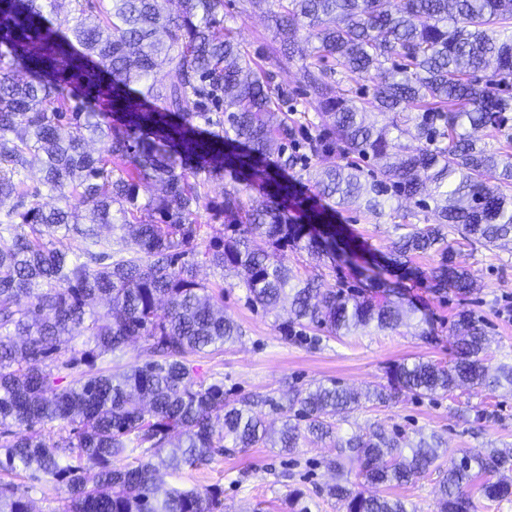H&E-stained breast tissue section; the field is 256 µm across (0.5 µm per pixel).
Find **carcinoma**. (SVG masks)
I'll use <instances>...</instances> for the list:
<instances>
[{
	"label": "carcinoma",
	"mask_w": 512,
	"mask_h": 512,
	"mask_svg": "<svg viewBox=\"0 0 512 512\" xmlns=\"http://www.w3.org/2000/svg\"><path fill=\"white\" fill-rule=\"evenodd\" d=\"M56 2L0 0V203L16 199L0 227V476L22 470L64 491L63 512H221L218 487L165 488L163 475L208 464L228 439L292 454L328 438L336 454L323 464L338 480L327 495L343 512H408L364 486L413 484L445 464L440 512H471L475 488L509 499L511 444L448 459L435 433L415 442L378 424L366 436L336 427L363 399L512 390V364L490 369L487 331L469 310L453 320L448 364L397 363L364 394L332 381L231 401L223 382L196 379L190 357L241 335L197 281L200 256L240 278L254 306L288 299L286 339L297 326L393 330L414 314L379 273L347 287L302 280L281 259H336L335 225L315 228L321 214L295 224L285 209L295 193L285 171L311 159L320 195L394 220L388 268L471 293L460 240L512 247V0H248L272 22L282 58L302 61L315 133L301 142L279 115L288 90L224 27V0H178L175 13L168 0H72L62 23ZM351 81L373 82L371 97L339 91ZM478 130L498 147L478 145ZM351 156L372 167L337 162ZM33 168L57 204L28 189ZM226 169L239 185L261 179L264 194L246 200L233 185L211 195ZM155 183L160 192L142 194ZM202 208L224 218L223 236L201 237ZM429 212L434 222L418 224ZM104 226L120 235L103 240ZM60 230L75 250L51 247ZM431 257L428 270L416 266ZM132 337L146 343L142 363L97 366ZM259 404L284 413L280 427L254 414ZM135 452V466L115 464ZM0 512L33 510L0 480Z\"/></svg>",
	"instance_id": "cac0c4a2"
}]
</instances>
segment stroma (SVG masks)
Here are the masks:
<instances>
[{"instance_id":"35a3bbf8","label":"stroma","mask_w":512,"mask_h":512,"mask_svg":"<svg viewBox=\"0 0 512 512\" xmlns=\"http://www.w3.org/2000/svg\"><path fill=\"white\" fill-rule=\"evenodd\" d=\"M224 25L231 29L246 52L272 70L279 83L301 90V61L280 58L267 19L249 7L247 0H224ZM336 221L365 252L384 255L395 233L387 219L356 207H337ZM465 263L472 269L477 290L467 299L435 291L425 278L409 275L393 285L416 312L394 331L368 329L350 336L321 335L316 343L284 340L280 325L288 318L287 306L263 309L251 306L246 289L237 279H220L209 266L197 269L198 281L223 287L224 312L241 328L236 342L221 352L193 357L198 377L220 380L230 398L248 393L279 396L294 385L300 388L330 380L357 390L384 383L386 371L402 360L424 359L445 364L452 358L450 326L455 314L469 309L483 319L492 342L489 366L512 362V253L480 246H462ZM485 409L489 420L474 423L475 410ZM397 428L412 439L435 433L448 442L449 452L460 448H488L512 444V392L461 388L432 398L399 395L387 405L372 402L338 419L340 433H367L373 425ZM330 441L302 445L295 454L255 446L225 448L196 470L169 477L173 486L216 485L223 489L224 512H284L290 491L305 494L311 512H339L327 494L335 476L322 460L333 455ZM439 473L416 483L391 487L387 496L401 498L409 512H439Z\"/></svg>"}]
</instances>
